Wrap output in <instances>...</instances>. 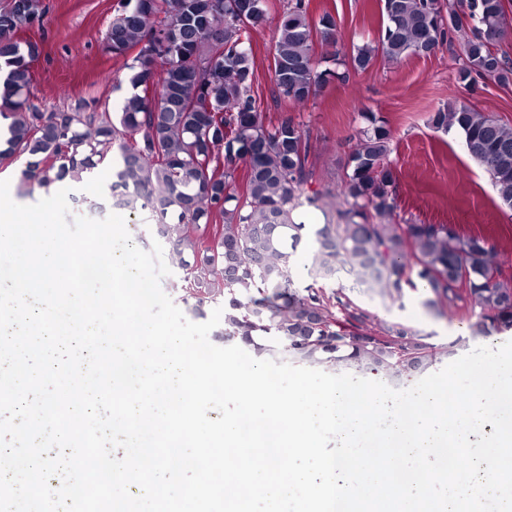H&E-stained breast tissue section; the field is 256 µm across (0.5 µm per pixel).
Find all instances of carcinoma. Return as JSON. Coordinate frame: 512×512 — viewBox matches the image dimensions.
I'll return each mask as SVG.
<instances>
[{"label": "carcinoma", "instance_id": "1", "mask_svg": "<svg viewBox=\"0 0 512 512\" xmlns=\"http://www.w3.org/2000/svg\"><path fill=\"white\" fill-rule=\"evenodd\" d=\"M308 0H288L273 37L271 56L279 95L303 106L321 87L377 60L400 63L444 46L462 61L458 80L467 91L480 80L512 83V0H381L376 38L356 45L350 70L320 68L315 39L337 45L336 18L309 19ZM43 0H13L0 8V64L9 68V97L0 115L11 119L0 161L25 158L21 184L34 187L78 181L120 156V177L132 189L126 206L156 222L157 234L180 256L185 290L224 303L219 336L263 359L277 353L338 373L402 382L438 368L455 344L435 347L399 323L361 333L351 304L331 302L313 286L294 287L293 255L306 224L296 211L317 206L307 195L309 145L300 124L266 121L254 96L252 33L267 19V0H118L104 36L114 56L135 50L129 82L142 92L122 112H88L80 100L58 112L33 104L35 43L19 31L41 21ZM340 196V219L310 231L313 279L342 266L370 288L400 298L412 270L439 298L452 303L466 286L477 320L471 337L512 331V277L485 236L460 234L453 224H397V171L390 160L386 118L363 112ZM431 127L462 134L469 156L489 175L500 201L512 207V126L460 103L431 113ZM247 172L236 184L239 163Z\"/></svg>", "mask_w": 512, "mask_h": 512}]
</instances>
